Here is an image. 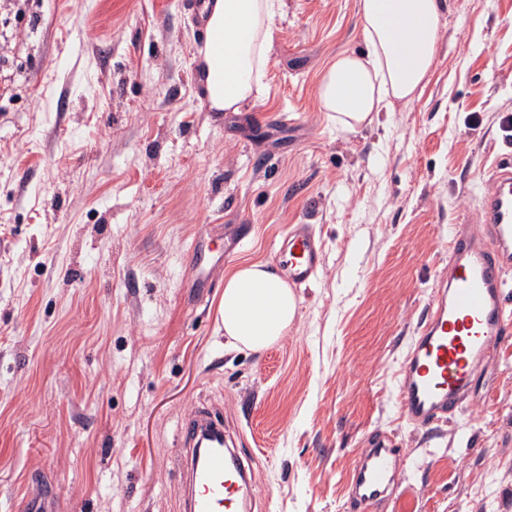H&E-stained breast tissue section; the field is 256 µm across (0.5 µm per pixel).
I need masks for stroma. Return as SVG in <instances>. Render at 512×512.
<instances>
[{
  "mask_svg": "<svg viewBox=\"0 0 512 512\" xmlns=\"http://www.w3.org/2000/svg\"><path fill=\"white\" fill-rule=\"evenodd\" d=\"M196 0H25L0 56V512L30 474L58 512H183L178 430L221 411L256 486L252 512H348L374 433L404 458L368 512H512V347L456 420L415 427L396 376L475 219L485 174L512 158V0H447L421 95L339 130L317 85L362 49L358 0H284L265 98L210 110ZM243 247L188 253L207 231ZM313 225L324 265L295 322L259 351L231 345L224 278L272 263Z\"/></svg>",
  "mask_w": 512,
  "mask_h": 512,
  "instance_id": "obj_1",
  "label": "stroma"
}]
</instances>
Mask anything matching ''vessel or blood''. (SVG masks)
<instances>
[{
    "mask_svg": "<svg viewBox=\"0 0 512 512\" xmlns=\"http://www.w3.org/2000/svg\"><path fill=\"white\" fill-rule=\"evenodd\" d=\"M289 284L315 279L322 245L311 225L297 224L273 250ZM512 160L487 173L476 226L455 229L448 275L440 279L397 377L403 417L416 426L457 418L479 394L486 366L512 344ZM222 418L195 407L180 427L186 463V512H247L251 480L224 447ZM401 452L386 437L360 456L350 482L351 512L386 500L401 469Z\"/></svg>",
    "mask_w": 512,
    "mask_h": 512,
    "instance_id": "obj_1",
    "label": "vessel or blood"
}]
</instances>
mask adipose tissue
<instances>
[{"label": "adipose tissue", "mask_w": 512, "mask_h": 512, "mask_svg": "<svg viewBox=\"0 0 512 512\" xmlns=\"http://www.w3.org/2000/svg\"><path fill=\"white\" fill-rule=\"evenodd\" d=\"M445 6L446 0H359L364 47L338 55L324 72L317 88L322 110L355 132L420 95ZM282 7L283 0H205V36L196 52L210 110L235 112L246 100L263 98L270 23ZM298 303L267 264L240 266L224 280V334L238 348L265 349L287 333Z\"/></svg>", "instance_id": "adipose-tissue-1"}]
</instances>
